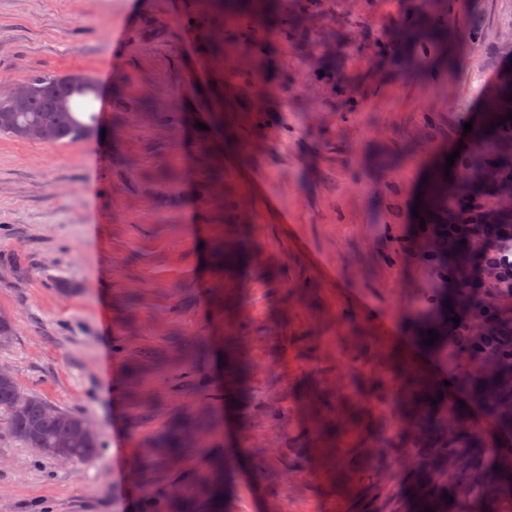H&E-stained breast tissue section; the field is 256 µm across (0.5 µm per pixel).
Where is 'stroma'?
<instances>
[{
	"label": "stroma",
	"instance_id": "35a3bbf8",
	"mask_svg": "<svg viewBox=\"0 0 512 512\" xmlns=\"http://www.w3.org/2000/svg\"><path fill=\"white\" fill-rule=\"evenodd\" d=\"M288 11L283 34L205 0H0V84L98 86L84 140L0 134V366L98 443L48 459L0 414V512H161L175 495L398 512L406 391L445 369L413 341L440 285L413 207L486 126L512 0ZM424 17L447 41L428 44ZM183 413L195 425L162 453Z\"/></svg>",
	"mask_w": 512,
	"mask_h": 512
}]
</instances>
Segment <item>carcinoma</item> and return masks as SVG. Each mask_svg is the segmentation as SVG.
<instances>
[{
    "label": "carcinoma",
    "instance_id": "carcinoma-1",
    "mask_svg": "<svg viewBox=\"0 0 512 512\" xmlns=\"http://www.w3.org/2000/svg\"><path fill=\"white\" fill-rule=\"evenodd\" d=\"M278 0H253L256 9L275 16V23L284 33L288 32L291 18L288 11L276 7ZM29 84L38 88L17 112L11 113L14 123L0 121V133L29 141L38 137L31 125L54 128L55 141L73 142L90 136L97 117L90 114L83 118L78 104L81 100L96 95V85L87 79V87L75 91L69 85L58 82V76L37 74ZM512 82H499L490 95L488 122L494 124L495 142H482L479 149L490 151L500 146L512 152V121H503L512 113ZM62 99L71 102V111H59ZM458 168L478 173L488 171L501 180L512 178V157L499 155L492 160L472 153L460 155ZM445 168L436 170L429 179L422 198L425 214L431 222L425 224L424 233L434 241L432 251L424 258L437 272L441 281H448V272L457 278L458 298L464 309H473L480 314L478 298L473 291L463 287L468 271L471 252H448L441 245L433 230L445 231L448 221L459 219L454 205L460 198L448 196ZM496 186L495 180L488 185L473 184L464 187L471 199L490 208L494 197L486 191ZM448 289L438 288L428 297L421 335V343L429 338V330L437 329L438 322L447 313L445 301ZM508 325L502 321L487 324L477 336H457L453 348H448V335L440 334L433 347L460 363L461 370L455 373L456 387L468 394L483 410L499 436L510 443L498 448L484 445L480 430L462 415L448 400L438 393L444 387L429 378L414 380L409 386L410 407L407 420L416 425L415 447L409 449L408 457L414 466L404 471L406 480V512H424L429 507L433 512H512V334L501 335ZM25 396L29 399L26 411L17 413L15 401ZM437 404H431V400ZM0 411L12 422V435L40 454L55 457L54 447L72 460H87L97 452L96 438L77 436L81 416L50 408L39 396L19 389L16 382L0 383ZM453 502H448V498Z\"/></svg>",
    "mask_w": 512,
    "mask_h": 512
}]
</instances>
